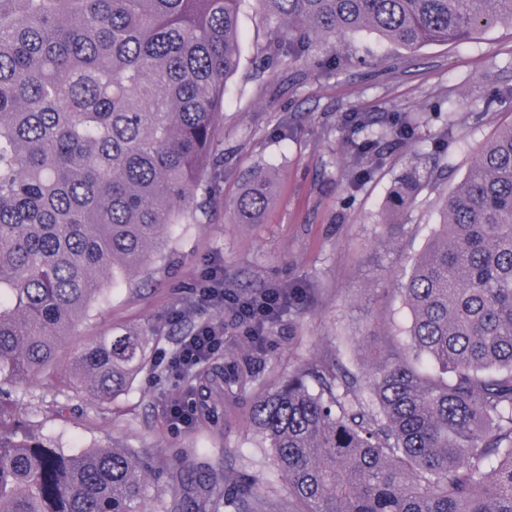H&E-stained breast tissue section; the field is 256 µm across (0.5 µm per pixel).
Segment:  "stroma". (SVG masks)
<instances>
[{"label":"stroma","instance_id":"35a3bbf8","mask_svg":"<svg viewBox=\"0 0 512 512\" xmlns=\"http://www.w3.org/2000/svg\"><path fill=\"white\" fill-rule=\"evenodd\" d=\"M238 73L229 81L215 155L219 175L205 174L210 205L201 222L173 225L168 244L143 269L108 290L105 303L82 319L61 344L60 364L113 329L149 341L151 362L109 404L84 394L55 396L40 381L13 383L15 409H41L42 434L63 447L130 448L148 465L142 512L184 494L172 475H221V488L270 490L273 506L289 499L249 424L255 396L294 370L336 361L339 369L372 379L382 339L403 333L411 312L400 290L415 258L438 227L444 199L465 178L484 145L512 123V97L489 111L474 102L512 85V27L498 25L467 41L429 42L409 49L361 31L336 42L341 62L324 69V47L297 64L268 65L259 53L270 23L255 0L240 14ZM418 115L413 140L387 149L372 177L351 181L343 126L348 114ZM272 172L276 194L258 224H235L231 213L244 175ZM423 176L414 205L394 214L392 191L406 173ZM403 224L387 230L388 220ZM224 285L245 296L285 288L291 298L267 322V340L254 354L232 321L208 369L254 370L258 380L220 397L202 394L188 377L168 370L181 336L219 310L197 304L213 268ZM206 398L211 410L183 427L170 420L172 399Z\"/></svg>","mask_w":512,"mask_h":512}]
</instances>
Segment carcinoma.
<instances>
[{"instance_id": "cac0c4a2", "label": "carcinoma", "mask_w": 512, "mask_h": 512, "mask_svg": "<svg viewBox=\"0 0 512 512\" xmlns=\"http://www.w3.org/2000/svg\"><path fill=\"white\" fill-rule=\"evenodd\" d=\"M246 0H0V386L43 374L61 338L147 265L172 224L199 220L227 81L240 68ZM278 64L361 30L409 49L512 23V0H256ZM379 127V140L370 128ZM353 166L381 167L380 142L413 120L346 117ZM420 176L393 191L415 200ZM274 179L254 174L234 223L258 224ZM412 320L368 384L336 366L288 375L259 394L250 426L288 479L281 512H512V124L449 195L401 288ZM148 341L124 330L74 357L56 389L108 402L144 367ZM248 371L196 375L202 390ZM37 414L0 398V512H140L144 466L120 448L72 452ZM158 512H208L219 478ZM267 512L248 488L224 498Z\"/></svg>"}]
</instances>
